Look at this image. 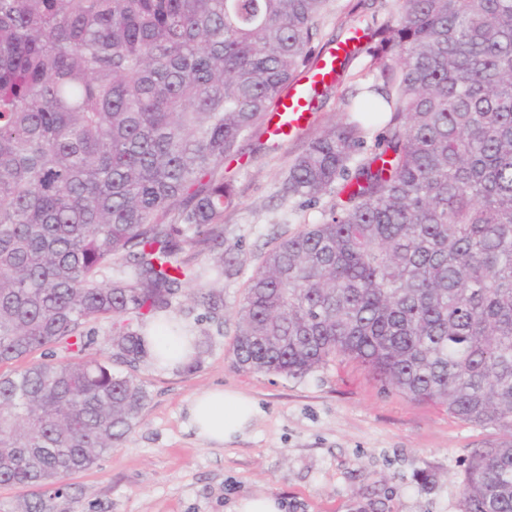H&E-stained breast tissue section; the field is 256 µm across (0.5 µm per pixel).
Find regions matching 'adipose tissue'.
Segmentation results:
<instances>
[{
	"instance_id": "ef3b65f1",
	"label": "adipose tissue",
	"mask_w": 512,
	"mask_h": 512,
	"mask_svg": "<svg viewBox=\"0 0 512 512\" xmlns=\"http://www.w3.org/2000/svg\"><path fill=\"white\" fill-rule=\"evenodd\" d=\"M258 412L244 394L213 388L194 395L185 407L189 425L205 442L222 445L244 436Z\"/></svg>"
}]
</instances>
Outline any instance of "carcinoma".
<instances>
[{
	"label": "carcinoma",
	"instance_id": "1",
	"mask_svg": "<svg viewBox=\"0 0 512 512\" xmlns=\"http://www.w3.org/2000/svg\"><path fill=\"white\" fill-rule=\"evenodd\" d=\"M373 84L281 180L346 195L272 247L233 363L302 378L336 358L505 438L463 512H512V0H385ZM331 0H0V486L55 497L131 434L144 328L202 294L224 319V161L314 59ZM377 150L356 158L368 128ZM214 255L201 269L184 249ZM112 320L110 359L86 325ZM197 332L188 367L201 364ZM127 367L122 373L112 363Z\"/></svg>",
	"mask_w": 512,
	"mask_h": 512
}]
</instances>
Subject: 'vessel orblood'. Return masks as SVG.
<instances>
[{"label":"vessel or blood","instance_id":"obj_1","mask_svg":"<svg viewBox=\"0 0 512 512\" xmlns=\"http://www.w3.org/2000/svg\"><path fill=\"white\" fill-rule=\"evenodd\" d=\"M348 51L349 47L344 43L330 48L321 56L316 67L310 69L299 81L283 92L269 122V134L285 143L308 124L311 89L333 76L338 60Z\"/></svg>","mask_w":512,"mask_h":512}]
</instances>
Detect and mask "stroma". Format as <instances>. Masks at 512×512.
I'll return each instance as SVG.
<instances>
[{
	"label": "stroma",
	"mask_w": 512,
	"mask_h": 512,
	"mask_svg": "<svg viewBox=\"0 0 512 512\" xmlns=\"http://www.w3.org/2000/svg\"><path fill=\"white\" fill-rule=\"evenodd\" d=\"M385 17L381 0H334L319 41L335 44ZM373 80L358 53L306 130L275 147L256 134L225 164L235 198L224 212V249L239 272L220 283L224 321L209 320L202 303L186 304L180 321L209 334L201 365H142L136 376L147 402L137 426L96 467L67 477L69 494L52 500L51 512H235L240 499L269 493L283 512H462L466 463L502 431L384 391L348 360L297 379L240 371L231 361L248 278L275 243L317 222L336 199L308 207L282 199V176L311 138L340 122L342 96ZM216 386L241 390L258 407L247 434L221 446L198 439L184 411L192 395Z\"/></svg>",
	"instance_id": "stroma-1"
}]
</instances>
